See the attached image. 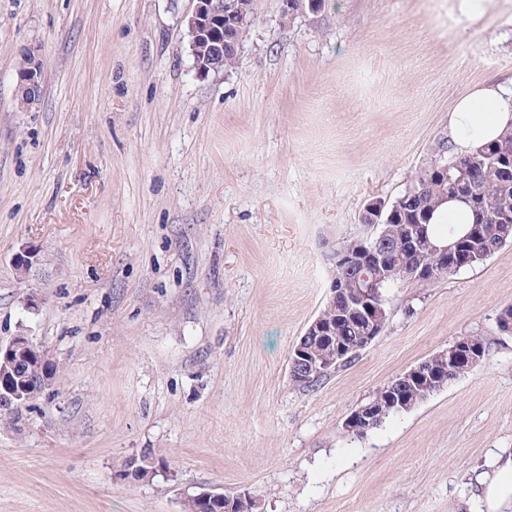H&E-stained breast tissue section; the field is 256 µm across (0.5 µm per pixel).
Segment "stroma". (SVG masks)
<instances>
[{
    "label": "stroma",
    "instance_id": "35a3bbf8",
    "mask_svg": "<svg viewBox=\"0 0 512 512\" xmlns=\"http://www.w3.org/2000/svg\"><path fill=\"white\" fill-rule=\"evenodd\" d=\"M460 3L324 0L286 22L256 0L236 68L202 74L190 0H0V342L28 329L61 375L0 419V512H186L204 491L260 512H481L478 477L512 453V243L398 283L358 358L310 390L289 377L364 206L453 157L458 96L512 79V0ZM29 49L46 67L23 108ZM469 335L479 367L344 431ZM144 455L163 467L127 478ZM19 63L16 95L21 104L29 106L41 96L45 61L39 50H31L21 56ZM382 390L383 391L390 390L391 393L392 392L396 393V391H397L399 394H401L406 401L405 406L407 407V409H405V408L399 409L398 405H396V406L390 405L388 398H385L381 402L380 405H378L377 403H371L374 400H376L377 394H379V392ZM430 395L431 394H430L429 390L426 389L423 381L418 382V383L417 382L408 383V382L399 380V378H395L391 382H389L387 385H385L383 388H381L376 393V395L369 402L366 403V404H368V403H370V404H368V405L364 404L365 406H360L356 410L352 411L344 420L343 429L345 431H349L352 428V426H354V425L356 428H359V427L362 428V427L366 426L367 424L369 425L370 422H372L373 419L375 418L377 411H378V407L382 406L386 412L382 419L375 421V423L371 427H369L365 430L353 428L348 433L353 436H362V435L368 433L369 431H372L373 429L380 427L385 422V420L388 419L390 416H393L395 414L405 412L407 410L412 409L417 404H419V403L423 402L425 399H427Z\"/></svg>",
    "mask_w": 512,
    "mask_h": 512
}]
</instances>
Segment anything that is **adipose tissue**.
<instances>
[{"instance_id":"1","label":"adipose tissue","mask_w":512,"mask_h":512,"mask_svg":"<svg viewBox=\"0 0 512 512\" xmlns=\"http://www.w3.org/2000/svg\"><path fill=\"white\" fill-rule=\"evenodd\" d=\"M457 153L500 138L512 128V85L490 84L463 95L448 114ZM493 476L483 483L484 512H500L512 504V455L497 459Z\"/></svg>"}]
</instances>
